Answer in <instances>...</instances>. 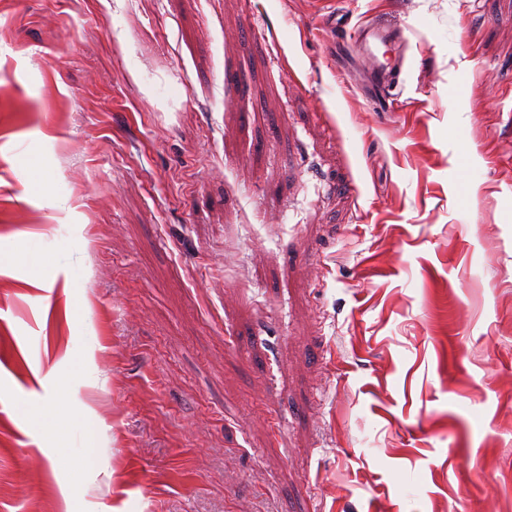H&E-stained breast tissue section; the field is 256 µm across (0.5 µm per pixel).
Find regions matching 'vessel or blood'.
I'll return each instance as SVG.
<instances>
[{
    "label": "vessel or blood",
    "mask_w": 512,
    "mask_h": 512,
    "mask_svg": "<svg viewBox=\"0 0 512 512\" xmlns=\"http://www.w3.org/2000/svg\"><path fill=\"white\" fill-rule=\"evenodd\" d=\"M352 41L356 54L368 61L374 80L386 89L397 86L399 62L383 54L382 49L401 43V33L385 25L372 23L355 30Z\"/></svg>",
    "instance_id": "obj_1"
}]
</instances>
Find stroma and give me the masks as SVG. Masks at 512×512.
<instances>
[{
	"label": "stroma",
	"instance_id": "obj_1",
	"mask_svg": "<svg viewBox=\"0 0 512 512\" xmlns=\"http://www.w3.org/2000/svg\"><path fill=\"white\" fill-rule=\"evenodd\" d=\"M491 501L512 0H0V512ZM402 34L383 24L372 23L360 26L353 32V46L358 56L369 62L371 75L381 85L379 88H395L398 85L399 59L379 53L381 47L402 42Z\"/></svg>",
	"mask_w": 512,
	"mask_h": 512
}]
</instances>
